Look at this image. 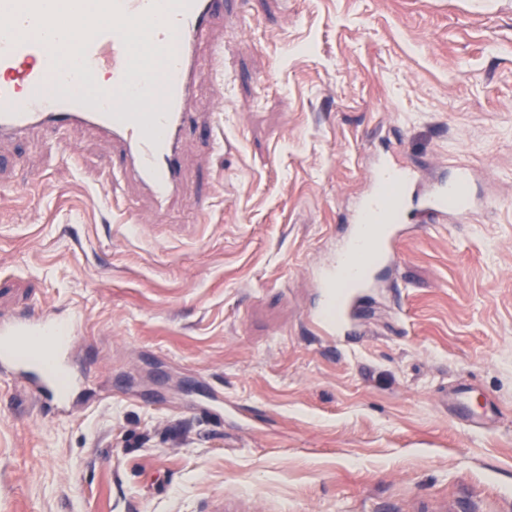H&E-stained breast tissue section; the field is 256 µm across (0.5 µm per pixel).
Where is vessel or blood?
<instances>
[{
    "label": "vessel or blood",
    "mask_w": 512,
    "mask_h": 512,
    "mask_svg": "<svg viewBox=\"0 0 512 512\" xmlns=\"http://www.w3.org/2000/svg\"><path fill=\"white\" fill-rule=\"evenodd\" d=\"M223 16L224 0H0V140L34 128L91 130L112 140L124 175L165 208L182 190L186 133L199 121L188 109L199 52L224 61L223 45L210 39ZM101 70L112 78L108 98L89 87ZM410 199L429 225L472 212L465 180L426 186L377 173L342 251L317 278L319 303L309 319L324 335H349L373 267L395 261L407 231L391 217ZM77 323L0 318V373L40 409L68 412L71 393L89 379L71 359ZM448 411L473 427L484 421L463 387L450 394Z\"/></svg>",
    "instance_id": "vessel-or-blood-1"
}]
</instances>
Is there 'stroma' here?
Instances as JSON below:
<instances>
[{"mask_svg": "<svg viewBox=\"0 0 512 512\" xmlns=\"http://www.w3.org/2000/svg\"><path fill=\"white\" fill-rule=\"evenodd\" d=\"M213 38L166 210L83 128L0 141V314H77L91 375L54 417L0 374V512H512V0H225ZM394 152L477 207L333 342L315 277ZM448 412L468 422L472 427H479L487 417L486 414H479L473 409L468 389L460 386L455 388L448 398Z\"/></svg>", "mask_w": 512, "mask_h": 512, "instance_id": "35a3bbf8", "label": "stroma"}]
</instances>
